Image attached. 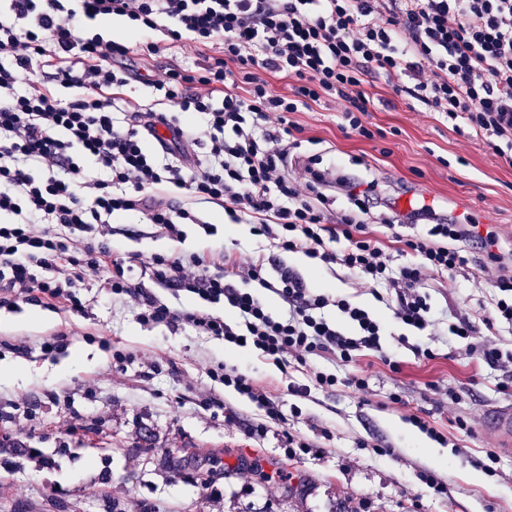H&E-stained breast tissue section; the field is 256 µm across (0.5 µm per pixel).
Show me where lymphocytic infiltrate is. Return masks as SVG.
Listing matches in <instances>:
<instances>
[{"label": "lymphocytic infiltrate", "instance_id": "1", "mask_svg": "<svg viewBox=\"0 0 512 512\" xmlns=\"http://www.w3.org/2000/svg\"><path fill=\"white\" fill-rule=\"evenodd\" d=\"M113 16L164 28L167 38L128 44L88 33L87 22ZM186 47L198 69L173 64L150 80L155 107L125 99L142 63ZM0 50L11 58L0 65V213L14 217L0 224V307L22 302L82 316L79 290L92 280L131 299L143 324H187L282 369L312 356L353 363L361 352H381L382 325L366 309L314 291L284 265L266 279L263 256L243 263L226 251L156 254L143 265L152 288L129 279L111 246L94 242V225L134 211L157 233L179 237L197 218L174 200L177 192L222 208L232 221L250 218L255 234L280 250L386 285L396 319L418 331L433 324L422 291L427 272L468 265L485 272L499 263L494 233L481 239L471 225L437 223L429 236L404 235L389 215L382 222L408 257L393 265L368 229L374 182L329 180L313 157L290 174L299 128L288 116L331 99L344 129L370 137L365 87L383 77L395 95L461 122L466 139L512 163V0H0ZM22 71L28 87L18 94ZM271 74L291 80L288 94L270 89ZM61 87L74 98L59 99ZM166 101L203 114V127L185 133L178 115L157 111ZM336 185L351 206L332 217ZM55 224L64 235L52 233ZM476 238L474 256L464 244ZM339 240L340 251L332 247ZM252 282L275 293L287 317L269 312L248 291ZM159 287L200 306L171 309ZM220 302L238 321L208 312ZM330 306L353 332L324 317ZM448 332L469 340L484 361L512 368V352L481 342L470 317H457ZM206 373L274 423L302 414L297 407L284 414L273 390L237 367L220 363Z\"/></svg>", "mask_w": 512, "mask_h": 512}]
</instances>
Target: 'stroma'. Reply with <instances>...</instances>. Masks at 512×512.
Segmentation results:
<instances>
[{
	"label": "stroma",
	"mask_w": 512,
	"mask_h": 512,
	"mask_svg": "<svg viewBox=\"0 0 512 512\" xmlns=\"http://www.w3.org/2000/svg\"><path fill=\"white\" fill-rule=\"evenodd\" d=\"M366 93L373 139L344 133L337 103L315 104L290 116L302 129L294 157L319 155L323 167L452 218L469 205L473 223L496 234L500 274L512 273V164L465 140L442 116L395 96L384 79ZM222 215L205 208L203 223L184 225L176 241L130 213L98 225L96 239L111 245L136 281L154 254L227 249L243 262L277 254L311 287L375 313L384 327L383 356L363 355L353 367L313 357L306 370L282 371L186 324L145 326L124 297L95 284L80 291L84 318L25 303L0 308V341L27 347L23 355L0 351V401L67 394L53 406L32 404L28 421L7 429L12 445L0 448V512H512V450L495 423L497 410L512 408V387L503 388L498 366L448 333L458 313L488 316L497 293L488 274L469 266L450 276L428 273L424 291L436 324L419 332L395 319L386 289L361 287L342 267L275 252L251 225H226ZM66 327L74 331L67 346L44 354L43 338ZM116 348L136 362L115 366ZM426 350L433 359L423 358ZM155 354L172 359L173 368L142 376L140 359ZM391 359L400 372L390 371ZM219 362L278 388L283 413L297 406L301 417L284 428L268 422L255 404L207 377L206 367ZM353 368L367 377L366 390L345 385ZM310 369L336 374V388L290 395L289 385L307 383ZM439 389L455 390L458 402H439ZM210 393L238 424L200 407L198 396ZM395 393L400 402L392 401ZM413 414L443 432L446 443L429 450ZM457 416L471 433L456 428ZM60 418L75 432L58 429ZM245 421L266 425V434L246 435ZM290 434L307 439L313 452L287 456ZM376 443L389 454L374 453ZM243 465L255 472L247 490ZM424 471L445 493L421 481Z\"/></svg>",
	"instance_id": "35a3bbf8"
}]
</instances>
